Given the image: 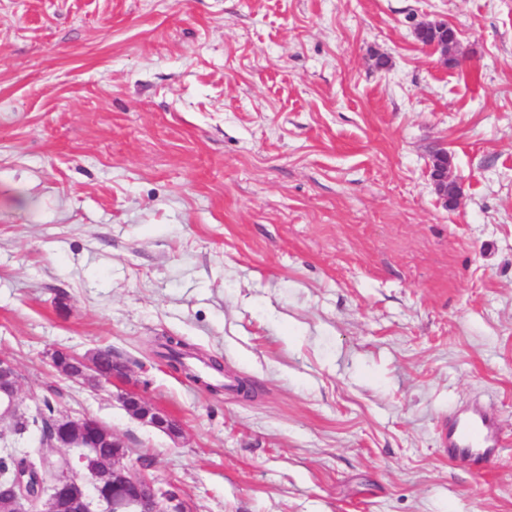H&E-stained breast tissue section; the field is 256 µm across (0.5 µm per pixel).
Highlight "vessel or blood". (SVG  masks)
I'll return each mask as SVG.
<instances>
[{
  "label": "vessel or blood",
  "instance_id": "vessel-or-blood-1",
  "mask_svg": "<svg viewBox=\"0 0 512 512\" xmlns=\"http://www.w3.org/2000/svg\"><path fill=\"white\" fill-rule=\"evenodd\" d=\"M442 452L449 464L472 468L490 466L501 447V431L493 414L481 406L452 411L443 427Z\"/></svg>",
  "mask_w": 512,
  "mask_h": 512
}]
</instances>
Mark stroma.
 Returning <instances> with one entry per match:
<instances>
[{"label":"stroma","instance_id":"obj_1","mask_svg":"<svg viewBox=\"0 0 512 512\" xmlns=\"http://www.w3.org/2000/svg\"><path fill=\"white\" fill-rule=\"evenodd\" d=\"M0 352L192 512H512L511 442L440 452L476 402L512 434V0H0ZM430 177L436 194L443 200L446 207H448V189L453 191L458 200L460 199L461 187L448 176V162L444 167L432 166ZM73 362L77 365L78 371L72 372L70 370H63L59 366L62 375L72 380L73 382L81 385H92L97 388H102L106 384H111L112 379L116 376H125V365L119 362H112V351L106 349L105 353L100 357V351L90 352L83 357H77L66 352ZM99 357V367L104 373H112V375H101L97 371L96 361ZM122 403L128 412L136 419L167 433L171 437H178L181 428L175 420L169 417L162 410L145 403L136 394H125Z\"/></svg>","mask_w":512,"mask_h":512}]
</instances>
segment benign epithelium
Masks as SVG:
<instances>
[{"label": "benign epithelium", "instance_id": "obj_1", "mask_svg": "<svg viewBox=\"0 0 512 512\" xmlns=\"http://www.w3.org/2000/svg\"><path fill=\"white\" fill-rule=\"evenodd\" d=\"M430 177L436 194L448 202V191L461 197V187L448 176V167L434 166ZM100 352H90L83 357L71 356L78 371H62V375L81 385L102 388L112 383L116 376H125V365L112 363V374L101 375L97 371L96 361ZM20 373L14 361L0 354V426L17 432L19 417L28 407L25 398L19 392ZM122 403L136 419L162 430L171 437L181 434V428L175 420L162 410L145 403L136 394H126ZM45 448H121L123 443L102 421L90 417H76L60 413L54 426L53 435L44 441ZM125 455L114 454L112 463L101 472L95 461L83 454L80 457L63 455L60 462L54 464L53 492L38 490L34 495L24 490L22 477L15 479L16 491L7 500H0V512H58V500L67 502L70 512H91L92 504L85 496L79 484L94 483L98 480L112 488V495L106 501L108 512H189L181 497L172 498L167 494L156 478L147 470L134 471L123 464Z\"/></svg>", "mask_w": 512, "mask_h": 512}]
</instances>
